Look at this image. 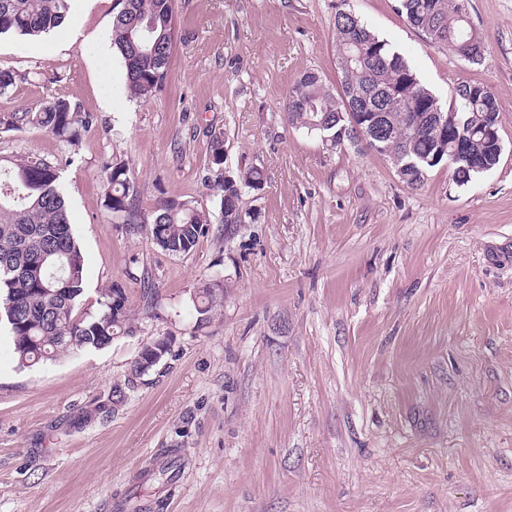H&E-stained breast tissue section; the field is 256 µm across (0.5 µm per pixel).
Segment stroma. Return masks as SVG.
Returning <instances> with one entry per match:
<instances>
[{"mask_svg":"<svg viewBox=\"0 0 512 512\" xmlns=\"http://www.w3.org/2000/svg\"><path fill=\"white\" fill-rule=\"evenodd\" d=\"M351 9L442 106L487 85L502 152L466 185L415 187L392 160L330 146L286 116L302 74L340 88L335 18ZM117 0H72L37 36L0 35L17 81L1 112L68 98L92 123L78 156L30 127L0 157L62 164L85 257L84 316L120 288L132 314L103 349L26 368L0 323V512H512V0H469L486 59L429 43L400 0H177L165 91L131 98L112 46ZM224 136V163L211 157ZM124 162L159 199L218 214L223 179L257 168L246 224L162 250L104 205ZM217 299L200 313L199 291ZM168 351L131 373L142 345ZM168 458V476L137 480Z\"/></svg>","mask_w":512,"mask_h":512,"instance_id":"1","label":"stroma"}]
</instances>
